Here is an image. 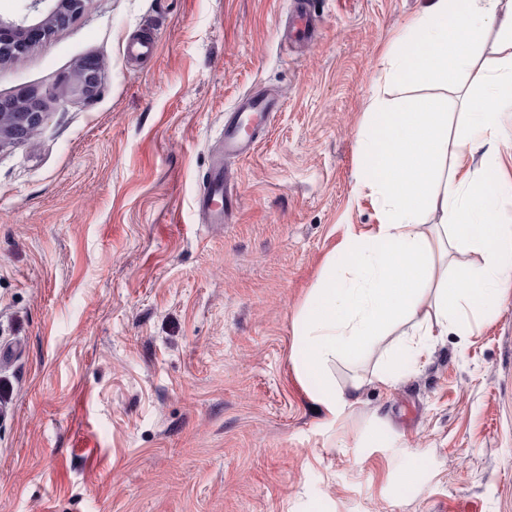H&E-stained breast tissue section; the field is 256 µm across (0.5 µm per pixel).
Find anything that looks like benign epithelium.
<instances>
[{"instance_id":"benign-epithelium-1","label":"benign epithelium","mask_w":512,"mask_h":512,"mask_svg":"<svg viewBox=\"0 0 512 512\" xmlns=\"http://www.w3.org/2000/svg\"><path fill=\"white\" fill-rule=\"evenodd\" d=\"M85 0H29L19 18L0 15V61L19 60L40 40L80 15ZM102 62L91 58L76 71L72 88L90 98L97 92ZM45 100L36 92L0 98V151L35 135L45 117Z\"/></svg>"}]
</instances>
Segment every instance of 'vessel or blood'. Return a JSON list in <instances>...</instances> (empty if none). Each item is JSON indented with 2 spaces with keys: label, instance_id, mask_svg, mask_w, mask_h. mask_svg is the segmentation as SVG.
Masks as SVG:
<instances>
[{
  "label": "vessel or blood",
  "instance_id": "b4317fda",
  "mask_svg": "<svg viewBox=\"0 0 512 512\" xmlns=\"http://www.w3.org/2000/svg\"><path fill=\"white\" fill-rule=\"evenodd\" d=\"M298 10L293 19L292 35L302 42L313 39V19L309 13V0H296ZM277 99L251 94L236 107L231 121L225 122L223 144L225 155L244 157L251 154L267 130L272 112L277 111ZM228 177L223 165H216L208 175L205 192L198 198L197 207L210 223H223L229 211L227 195Z\"/></svg>",
  "mask_w": 512,
  "mask_h": 512
}]
</instances>
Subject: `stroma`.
Segmentation results:
<instances>
[{
  "label": "stroma",
  "mask_w": 512,
  "mask_h": 512,
  "mask_svg": "<svg viewBox=\"0 0 512 512\" xmlns=\"http://www.w3.org/2000/svg\"><path fill=\"white\" fill-rule=\"evenodd\" d=\"M310 2L320 34L294 47L290 0H87L0 63V97L56 92L0 151V512H512V293L393 385L385 344L337 364L365 386L333 426L291 366L328 256L379 222L365 112L434 95L453 130L464 110L390 73L427 0ZM257 92L282 109L225 159L224 118ZM220 160L233 208L211 224ZM101 69V61L95 58L87 59L76 71L72 88L86 98L94 96L100 83ZM228 177L224 165L218 164L209 172L205 192L197 199V207L211 224L224 223L229 208Z\"/></svg>",
  "instance_id": "stroma-1"
}]
</instances>
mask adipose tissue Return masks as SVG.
I'll use <instances>...</instances> for the list:
<instances>
[{"label": "adipose tissue", "mask_w": 512, "mask_h": 512, "mask_svg": "<svg viewBox=\"0 0 512 512\" xmlns=\"http://www.w3.org/2000/svg\"><path fill=\"white\" fill-rule=\"evenodd\" d=\"M512 51V0H429L408 22L390 52L400 81L438 77L454 87L474 63L487 30ZM456 131L433 98L367 113L358 141L362 188L375 196L379 222L351 234L326 261V272L294 320L292 367L327 423L358 401L364 382L336 381L337 363H352L408 324L410 337L391 345L379 382L391 385L410 371L434 340L469 335L512 289V226L499 223L497 195L486 177L465 171L475 152L496 158L512 118V65L487 76L482 94L467 98ZM453 160L454 171L442 165ZM440 210L439 232L421 229L425 208ZM478 252L479 264L449 272L451 250Z\"/></svg>", "instance_id": "1"}]
</instances>
